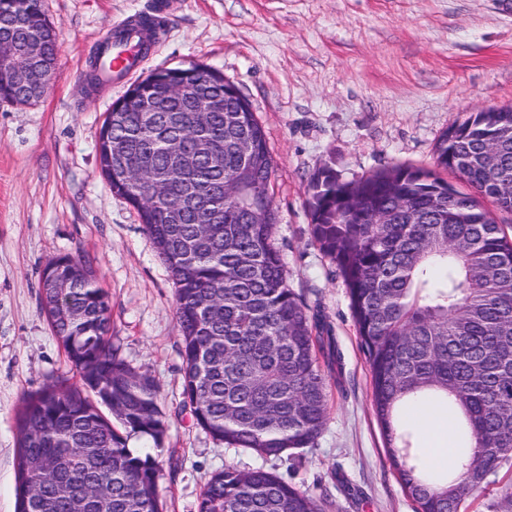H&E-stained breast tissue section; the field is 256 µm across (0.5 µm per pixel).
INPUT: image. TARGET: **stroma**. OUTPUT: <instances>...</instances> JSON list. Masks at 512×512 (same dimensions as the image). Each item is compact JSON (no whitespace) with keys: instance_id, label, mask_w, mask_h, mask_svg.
Masks as SVG:
<instances>
[{"instance_id":"1","label":"stroma","mask_w":512,"mask_h":512,"mask_svg":"<svg viewBox=\"0 0 512 512\" xmlns=\"http://www.w3.org/2000/svg\"><path fill=\"white\" fill-rule=\"evenodd\" d=\"M152 2L43 0L61 45L56 82L35 104L0 103V512H16L23 395L76 380L40 293L46 263L76 253L110 298L113 346L159 384L162 442L127 444L155 458L166 512H197L207 480L227 467L283 474L335 512H415L387 460L347 289L308 232V179L324 165L346 181L434 168L450 124L512 105V0H167L166 32L137 75L200 62L250 101L275 161L288 282L336 346L326 427L285 462L225 447L196 424L170 273L99 172L101 126L129 83L88 89L89 61L114 24Z\"/></svg>"}]
</instances>
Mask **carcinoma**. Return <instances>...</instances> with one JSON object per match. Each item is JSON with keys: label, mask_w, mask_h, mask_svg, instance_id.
I'll use <instances>...</instances> for the list:
<instances>
[{"label": "carcinoma", "mask_w": 512, "mask_h": 512, "mask_svg": "<svg viewBox=\"0 0 512 512\" xmlns=\"http://www.w3.org/2000/svg\"><path fill=\"white\" fill-rule=\"evenodd\" d=\"M36 29L38 71L60 43L43 0H0V40ZM157 111L109 112L112 168L134 174L113 194L138 212L176 292L184 395L196 424L227 448L281 459L311 446L328 416L321 360L330 356L300 294L288 284L272 197L275 164L251 104L233 84L204 85L219 112L177 104L163 75L148 85ZM27 90L0 70V101ZM214 154L195 180L139 202L143 181L170 161L169 142ZM435 168L394 166L344 181L309 177L310 235L341 275L371 372V397L390 466L417 512H465L477 491L512 472V236L479 197L512 212V106L455 121L435 144ZM452 172L461 192L440 172ZM224 184L209 199L205 186ZM41 310L79 381L24 395L17 414L18 512H164L151 457L127 435L158 443L167 421L158 386L110 342L112 314L81 254L47 262ZM448 412L465 452L433 470L408 411ZM119 420L117 429L112 419ZM198 512H333V502L282 475L226 468L210 476ZM512 512V487L487 504Z\"/></svg>", "instance_id": "carcinoma-1"}]
</instances>
